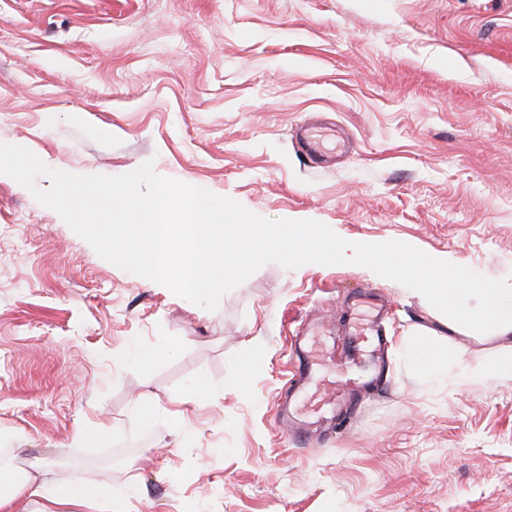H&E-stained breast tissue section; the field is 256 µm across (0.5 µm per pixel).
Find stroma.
Listing matches in <instances>:
<instances>
[{
  "label": "stroma",
  "instance_id": "stroma-1",
  "mask_svg": "<svg viewBox=\"0 0 512 512\" xmlns=\"http://www.w3.org/2000/svg\"><path fill=\"white\" fill-rule=\"evenodd\" d=\"M311 112L353 142L335 164L298 152ZM0 143L66 172L150 160L265 218L512 282V0H0ZM364 288L390 297L391 339L459 348L465 380L391 349L392 389L304 446L275 422L293 337L313 314L342 330ZM509 348L354 264L270 263L209 311L0 180V448L120 489L112 512H512V382L476 375ZM100 422L109 443L77 439Z\"/></svg>",
  "mask_w": 512,
  "mask_h": 512
}]
</instances>
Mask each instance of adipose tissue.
<instances>
[{"mask_svg":"<svg viewBox=\"0 0 512 512\" xmlns=\"http://www.w3.org/2000/svg\"><path fill=\"white\" fill-rule=\"evenodd\" d=\"M407 364L434 382L447 381L458 367L462 354L453 346L434 342L417 329L405 331L399 339ZM116 489L109 485L79 484L69 481L45 483L39 472L18 475L16 470L0 467V512H16L15 502H45L46 506H81L87 512H110Z\"/></svg>","mask_w":512,"mask_h":512,"instance_id":"ef3b65f1","label":"adipose tissue"}]
</instances>
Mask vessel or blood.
Wrapping results in <instances>:
<instances>
[{"instance_id": "obj_1", "label": "vessel or blood", "mask_w": 512, "mask_h": 512, "mask_svg": "<svg viewBox=\"0 0 512 512\" xmlns=\"http://www.w3.org/2000/svg\"><path fill=\"white\" fill-rule=\"evenodd\" d=\"M333 133V128L318 120L300 126V151L311 164L326 159L321 139ZM385 310L382 296L371 291L358 295L347 313L339 343L328 338L323 324L306 326L297 348L296 371L281 397L282 416L291 422L295 438L308 441V424L324 419L341 427L362 388L389 386L391 379L380 358L387 346Z\"/></svg>"}]
</instances>
